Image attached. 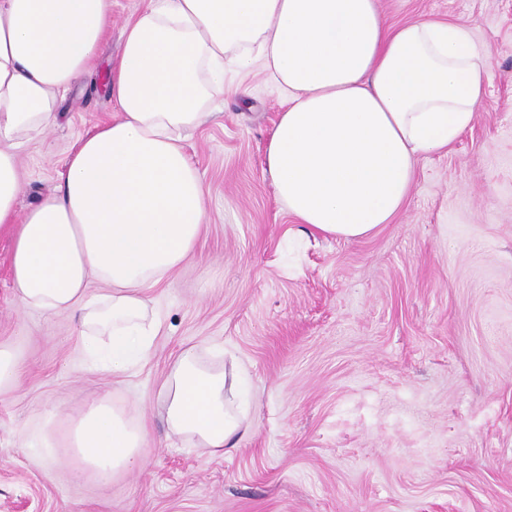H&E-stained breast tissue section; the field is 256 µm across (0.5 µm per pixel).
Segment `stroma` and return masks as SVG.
Masks as SVG:
<instances>
[{"instance_id": "35a3bbf8", "label": "stroma", "mask_w": 512, "mask_h": 512, "mask_svg": "<svg viewBox=\"0 0 512 512\" xmlns=\"http://www.w3.org/2000/svg\"><path fill=\"white\" fill-rule=\"evenodd\" d=\"M145 0H112L95 75L20 154L18 205L54 191L79 141L117 112L105 85ZM389 24L468 26L490 67L476 120L418 160L393 223L345 241L300 230L265 149L282 99L262 69L247 100L193 130L209 187L201 237L151 292L164 332L130 375L91 371L69 314L18 309L0 238V341L17 389L0 396V512H512V0H379ZM190 345L224 349L249 388L248 432L226 454L168 438L158 388ZM149 425L142 468L75 480L26 435L93 399Z\"/></svg>"}]
</instances>
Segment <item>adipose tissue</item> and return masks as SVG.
Listing matches in <instances>:
<instances>
[{
  "mask_svg": "<svg viewBox=\"0 0 512 512\" xmlns=\"http://www.w3.org/2000/svg\"><path fill=\"white\" fill-rule=\"evenodd\" d=\"M110 0H0V237L12 241L14 301L77 316L93 369L128 375L162 322L148 294L182 264L207 189L185 134L204 124L226 72H268L283 95L268 171L289 215L357 240L404 206L417 160L475 121L489 59L467 26L422 17L390 26L378 0H146L108 68L118 113L71 155L59 184L18 210L24 145L56 122L89 76ZM169 436L217 453L249 424L237 371L184 349L161 384ZM148 427L103 396L64 446L80 476L143 466Z\"/></svg>",
  "mask_w": 512,
  "mask_h": 512,
  "instance_id": "obj_1",
  "label": "adipose tissue"
}]
</instances>
